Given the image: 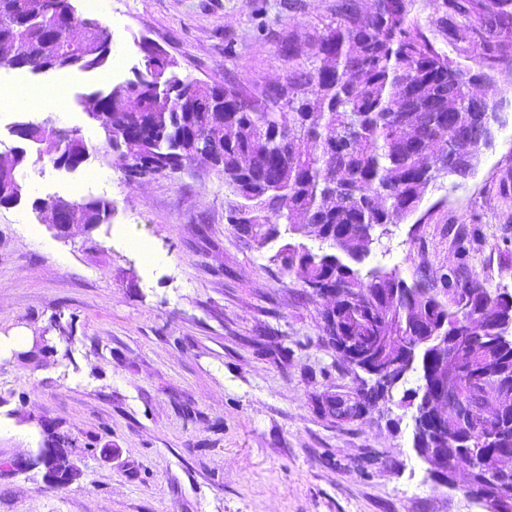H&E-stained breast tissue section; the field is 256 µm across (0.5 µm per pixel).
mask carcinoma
<instances>
[{
  "mask_svg": "<svg viewBox=\"0 0 512 512\" xmlns=\"http://www.w3.org/2000/svg\"><path fill=\"white\" fill-rule=\"evenodd\" d=\"M434 17L422 20L424 6ZM512 0H334L305 43L281 46L284 80L259 86L227 79L200 86L158 58V85L144 74L93 94L107 117L97 121L102 148L121 145L139 173L169 176L153 160L176 156L192 140L222 160L215 162L231 189L225 220L248 221L263 245L288 232L274 261L301 283L336 289L322 312L323 332L344 347L381 360L400 353V336L431 340L412 345L405 371L385 389L365 384L354 394L325 392L321 413L355 420L393 401L416 402L414 447L438 448L431 414L439 363L469 342L473 379L448 376V466L470 465L465 494L479 501L489 491L512 493V473L499 477L482 460L512 448V293L493 292L460 268L438 289L412 284L396 270L357 265L370 246L389 235L388 225L416 214L429 187L464 179L485 146L460 142L448 114L475 124L485 111L473 87L484 68H499L512 86ZM0 66L25 69L39 62L51 71L103 70L110 64L109 33L98 19L77 13L73 0H0ZM478 65L474 72L463 61ZM224 94V117L207 113ZM179 112H168V102ZM37 160L84 163L89 147L74 131L42 125L28 141ZM26 188L0 171V206L20 200ZM70 222L89 229L108 221L112 205L97 197L70 201ZM297 236L327 245L314 251ZM410 383L412 387L404 388ZM484 401L497 415L476 428L457 416L463 403Z\"/></svg>",
  "mask_w": 512,
  "mask_h": 512,
  "instance_id": "carcinoma-1",
  "label": "carcinoma"
}]
</instances>
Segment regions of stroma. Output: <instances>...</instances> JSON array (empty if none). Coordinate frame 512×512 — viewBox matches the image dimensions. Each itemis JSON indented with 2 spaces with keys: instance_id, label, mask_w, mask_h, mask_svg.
I'll return each mask as SVG.
<instances>
[{
  "instance_id": "obj_1",
  "label": "stroma",
  "mask_w": 512,
  "mask_h": 512,
  "mask_svg": "<svg viewBox=\"0 0 512 512\" xmlns=\"http://www.w3.org/2000/svg\"><path fill=\"white\" fill-rule=\"evenodd\" d=\"M333 0H102L111 62L102 71L0 67V86L35 94L0 103V157L20 121H52L91 146L72 171L29 159L25 196L0 207V342L46 350L0 354V512H481L434 484L414 448L413 410L390 402L363 418L322 415L324 392L353 393L363 372L326 342V299L225 220L230 198L213 166L129 182L100 152L80 97L143 66L149 40L180 76L279 83L287 39L313 34ZM492 148L461 185L428 191L418 221L391 225L362 269L439 279L468 248L487 288L512 292V90ZM98 196L94 229L58 237L35 199ZM147 242L149 264L130 247ZM55 430L75 441L78 480L50 484L26 466Z\"/></svg>"
}]
</instances>
